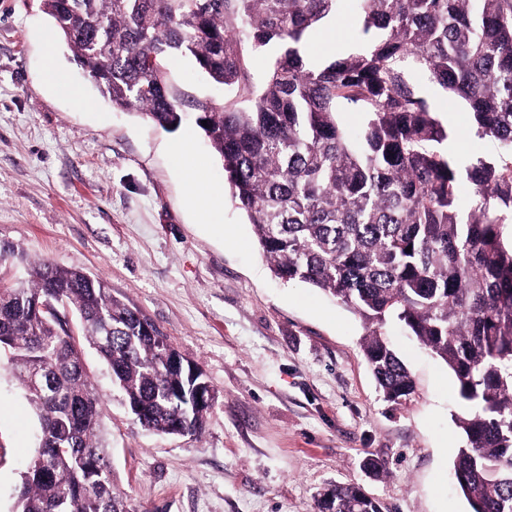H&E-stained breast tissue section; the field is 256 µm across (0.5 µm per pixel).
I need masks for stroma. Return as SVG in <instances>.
Listing matches in <instances>:
<instances>
[{
  "label": "stroma",
  "instance_id": "1",
  "mask_svg": "<svg viewBox=\"0 0 512 512\" xmlns=\"http://www.w3.org/2000/svg\"><path fill=\"white\" fill-rule=\"evenodd\" d=\"M359 22L339 12L319 57L356 52ZM41 0H0V286L49 260L101 278L196 363L216 393L201 433L162 435L130 414L107 364L77 337L102 400L100 436L129 512H318L330 486L356 485L382 512H470L452 477L464 442L455 378L402 324L383 332L415 390L387 401L363 352L369 325L302 282L274 278L224 168L192 123L167 132L113 108L74 61ZM184 106L223 103L193 62H166ZM459 168L492 160L461 106L425 87ZM191 137L190 154L174 145ZM216 188L223 233L198 215L193 189ZM39 422L0 372V512H12ZM385 471L366 473L365 458Z\"/></svg>",
  "mask_w": 512,
  "mask_h": 512
}]
</instances>
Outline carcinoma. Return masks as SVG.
I'll return each mask as SVG.
<instances>
[{
    "mask_svg": "<svg viewBox=\"0 0 512 512\" xmlns=\"http://www.w3.org/2000/svg\"><path fill=\"white\" fill-rule=\"evenodd\" d=\"M75 60L115 108L173 132L188 118L223 161L232 200L253 225L275 277L318 288L374 330L363 350L384 397L414 380L381 332L394 319L443 360L466 408L453 463L471 512H512V0H41ZM361 17L365 48L328 61L308 46L340 4ZM274 49L252 82L237 39ZM191 59L234 96L188 114L165 61ZM441 88L500 151L461 176L438 150L448 126L413 75ZM363 117L357 142L337 121ZM207 124H201V121ZM469 185V211L458 199ZM411 251H406V248ZM82 320L128 408L148 430L194 434L195 378L140 311L42 260L0 289V349L40 426L16 490L17 512H128L98 434L102 404L66 323L33 309L48 292ZM39 368L41 391L29 390ZM321 512H382L361 488L336 485Z\"/></svg>",
    "mask_w": 512,
    "mask_h": 512,
    "instance_id": "carcinoma-1",
    "label": "carcinoma"
}]
</instances>
